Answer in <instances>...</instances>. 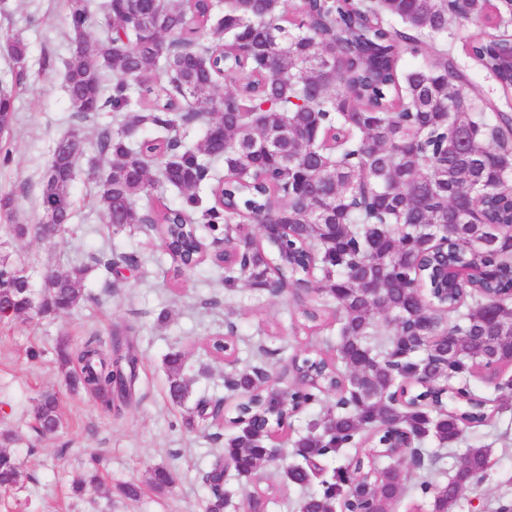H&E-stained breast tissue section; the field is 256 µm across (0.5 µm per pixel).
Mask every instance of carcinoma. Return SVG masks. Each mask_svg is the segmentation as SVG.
Wrapping results in <instances>:
<instances>
[{
    "mask_svg": "<svg viewBox=\"0 0 512 512\" xmlns=\"http://www.w3.org/2000/svg\"><path fill=\"white\" fill-rule=\"evenodd\" d=\"M104 35L89 37L88 0H67L68 38L90 42L70 53L60 72L71 112L81 122L108 110L114 125L97 128L95 197L112 232L156 225L166 254L184 267L200 263V227L229 233L241 259L224 268V288L242 280L278 295L309 288L326 297L337 323L335 357L312 346L291 357L274 384L293 376L288 396L301 407L332 396L318 422L293 441L297 461L287 484L314 482L313 469L359 452L333 468L330 479L304 497L299 512H395L409 470L380 465L390 449L385 426L396 424L414 445L452 443L487 426L504 409L476 393L482 367L512 361V113L502 110L448 50L455 18L477 24L465 44L475 66L512 94V72L500 60L512 33L490 12L512 17V0H306L295 18L283 0H106ZM423 62L402 65L404 54ZM225 83L218 93L219 82ZM13 118V90L0 82V124ZM201 124L195 146L181 130ZM79 134L52 147L54 175L42 176L40 206L53 201L65 221ZM208 185L213 204L201 208ZM185 206L163 201L161 189ZM157 194L151 210L140 201ZM251 224H292L288 239L269 236L254 246ZM64 224H11L16 238H56ZM448 241V266L481 267L482 287L466 279L436 280L433 248ZM112 273L138 265L133 253L89 255ZM87 267L46 273L35 287L28 265L0 254V302L6 320H32L88 300ZM390 334L377 338L379 320ZM454 337L430 348L420 336ZM139 357L129 328L92 333L76 346L60 344L59 370L73 389L101 398L120 414L137 380ZM168 394L176 404L193 395L181 354L166 358ZM271 377L259 367L234 370L227 385L244 395L228 420L235 435L224 455L238 475L260 466L259 434L285 425L266 408ZM223 399L200 398L188 422L220 419ZM40 429L62 425L60 397L41 394ZM15 436L0 434V489L24 485L28 473L7 451ZM98 460L72 479L74 494L98 483ZM489 451L469 445L455 456L454 475L419 483L430 512H454L462 491L482 482ZM368 488L355 500L349 481ZM205 512H224V465L206 474Z\"/></svg>",
    "mask_w": 512,
    "mask_h": 512,
    "instance_id": "obj_1",
    "label": "carcinoma"
}]
</instances>
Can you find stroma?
Instances as JSON below:
<instances>
[{
    "label": "stroma",
    "instance_id": "obj_1",
    "mask_svg": "<svg viewBox=\"0 0 512 512\" xmlns=\"http://www.w3.org/2000/svg\"><path fill=\"white\" fill-rule=\"evenodd\" d=\"M14 39L25 44L27 55L14 99L12 159L0 163V196L13 195L16 223L39 220V182L54 141L76 129L81 147L73 183L76 209L65 232L49 242L16 239L0 224V251L25 255L39 274L67 271L100 250L138 253L142 265L120 269L109 280L90 269L85 286L93 299L69 312L0 322V432L17 435L11 451L31 475L23 488L0 490V512H204L209 496L204 477L222 458L229 429L186 422V406L168 396L165 358L183 352L195 394L224 396V376L232 368L252 365L274 376L311 344L310 336L295 329L299 305L291 294L273 296L244 282L225 291L222 271L212 261L181 271L156 235L108 229L94 198L93 163L96 128L112 116L103 113L81 125L71 117L58 78L71 52L65 0H0L1 76H11L17 67L6 48ZM164 310L169 317L161 324L157 316ZM229 320L238 326L234 366L213 359L206 348ZM117 324L133 326L140 364L133 401L115 417L104 413L94 396L68 390L56 368L55 347L61 341L79 344L93 332L107 335ZM34 348L39 358H30ZM46 390L59 394L64 421L57 431L41 436L33 429L32 410ZM480 436L492 466L478 488L463 490L456 512H498L501 503L512 504V407L482 428ZM94 456L101 459L102 485L74 496L70 480ZM158 467L176 475L175 483L162 491L150 484ZM259 476L254 485L228 472L225 485L233 495L225 512H242L255 488L270 485L277 496L270 512H298L302 492L282 482L279 468L262 467ZM129 486L137 489V497L125 495Z\"/></svg>",
    "mask_w": 512,
    "mask_h": 512
}]
</instances>
